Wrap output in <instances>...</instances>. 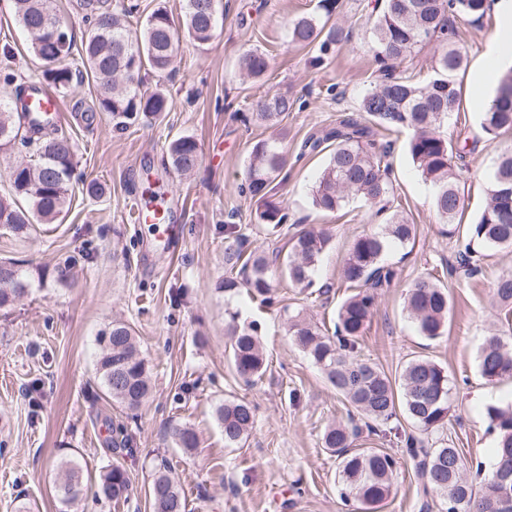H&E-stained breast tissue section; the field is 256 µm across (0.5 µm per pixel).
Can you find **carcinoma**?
I'll return each mask as SVG.
<instances>
[{"label": "carcinoma", "instance_id": "1", "mask_svg": "<svg viewBox=\"0 0 512 512\" xmlns=\"http://www.w3.org/2000/svg\"><path fill=\"white\" fill-rule=\"evenodd\" d=\"M19 22L31 38L30 51L43 64L42 78L57 90L73 81L92 79L97 96L89 112H109L131 125L140 117L170 111L164 85L143 90L142 71L151 69L164 75L173 69L178 54L179 32L166 6L159 3L139 27L132 29L128 18L137 5L122 2L111 6L103 0H82L92 26L82 41L80 66L71 68L65 58L72 54L73 36L53 12L51 0H12ZM489 0H381L371 27L377 45L375 59L379 80L361 98L362 116L323 129L309 137L313 151L327 152V162L312 188V204L323 212H335L348 199L359 197L381 204L385 213L378 232L355 237L347 252L340 285L355 289L337 311L332 334L297 315L289 318V332L295 344L320 369L327 382L358 413L369 433L403 416L417 430L400 437L403 455L415 462L424 494L438 497L439 512H512V402L486 408L488 431L495 435L496 448L491 465L467 460L453 445L425 447V440L447 429L454 401L448 373L427 358H413L393 379L378 364L362 357L360 338L376 307L378 290L396 276L384 261L390 244L405 245L415 238V227L403 213L382 205L393 194L392 167L388 161L391 144L379 148L380 131L407 129L411 135L407 150L417 174L434 188V206L440 219L450 226L448 233H462L467 239L459 252L458 265L468 273L479 268L480 257L493 249L512 248V152H504L490 175L485 207L474 224L454 223L463 209L460 190L463 167L457 165L453 140L444 131L452 114L460 110L461 94L457 74L466 65V54L456 39L455 19L470 22L483 19ZM336 0H319L315 16L296 19L290 29L291 42L317 46L311 60L321 66L345 38L344 29L331 21ZM218 24L217 0H185L182 29L202 46L214 37ZM430 43L447 47L435 62L434 76L416 82L398 65L416 49ZM240 68L253 78L270 68L268 56L247 52ZM10 51L0 57V81L14 82ZM295 101L280 93H267L256 104L252 118L278 125L293 111ZM482 128L491 138L512 131V69L498 82L493 98L481 110ZM288 133L275 140H258L250 150L247 189L254 200V222L273 234L287 223L284 202L274 193L288 154ZM32 151V160L10 170V190L0 196V228L15 239L27 237L34 223H51L64 211L71 198L77 146L71 137L58 133L53 123L31 112L23 98L13 101L0 96V149L15 144ZM166 160L178 174L192 172L201 161L198 140L179 135L168 143ZM224 288H244L260 304L273 303L275 277L282 274L310 294L329 296L331 286H316L313 274L331 236L323 229L301 231L289 240L286 257L276 250L250 251L247 238L227 225ZM9 269L13 279H0V307L18 301L27 291L19 265L0 261V271ZM495 301L505 312L512 311V272L499 276ZM405 309L416 331L427 340L445 334L451 299L441 277L430 274L408 291ZM231 315L227 335L231 364L246 383L261 378L266 370L263 346L255 324L239 325ZM101 348L97 364L104 395L128 410H137L152 392L151 372L141 357L132 327L122 320L97 338ZM479 370L490 382L512 378V348L498 335L489 336L482 347ZM224 427V442L234 445L254 427L253 407L242 400L226 401L217 409ZM361 425V426H363ZM354 418L329 425L323 432V447L339 461L338 483L344 506L355 502L358 512H379L396 494L398 459L382 449H353L361 431ZM187 452L199 445L194 428L176 432ZM64 482L59 487L62 500L69 503L85 493L79 467L62 463ZM130 479L126 470L112 465L103 470L93 495L118 503L129 498ZM153 512H187V503L169 468L161 464L150 489Z\"/></svg>", "mask_w": 512, "mask_h": 512}]
</instances>
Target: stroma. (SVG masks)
Returning a JSON list of instances; mask_svg holds the SVG:
<instances>
[{
    "label": "stroma",
    "mask_w": 512,
    "mask_h": 512,
    "mask_svg": "<svg viewBox=\"0 0 512 512\" xmlns=\"http://www.w3.org/2000/svg\"><path fill=\"white\" fill-rule=\"evenodd\" d=\"M368 2L338 0L334 20L349 37L316 67L315 49L292 44L289 28L316 13L318 0H222L223 15L208 45L180 39L174 70L163 81L169 111L126 128L107 114L87 121L95 82L61 92L65 117L58 129L78 145L81 182L58 219L35 225L26 241L0 234V258L19 262L28 281L19 301L0 308V512H152L148 487L162 462L176 477L188 512H342L338 462L321 436L330 423L346 420L350 407L294 344L287 317L302 312L316 323L331 322L349 294L338 285L346 249L354 236L376 228L371 205L361 199L334 213L316 210L311 188L326 155L298 154L307 135L358 117L361 97L377 79ZM495 27L491 13L459 26L467 66L458 77L462 106L448 133L477 145L461 182L466 224L486 204L497 152L512 149V133L493 140L484 134L474 106L471 77ZM28 43L12 0H0V48L11 49L21 85L41 74ZM256 49L268 55L271 67L252 79L239 59ZM268 92L295 102L282 121L289 155L276 193L294 230L322 227L332 236L316 270L317 282L333 287L328 302L281 277L275 294L288 307L284 313L260 307L245 290L224 288L225 224H236L253 249L269 252L288 241L255 224V203L245 191L251 147L272 131L241 116ZM179 134L195 136L201 146V162L188 177L162 165L169 140ZM408 136L405 130L391 134L390 161L394 201L415 224L416 237L386 252L398 277L377 299L362 355L393 376L415 357L445 368L455 413L444 436L466 457L486 461L495 446L486 408L512 400V379L486 381L479 355L490 334L512 343V320L493 301L496 280L512 271V250L488 252L475 277L446 278L453 298L447 335L429 341L417 334L404 309L405 294L433 268L455 265L459 242L442 232L434 190L405 149ZM92 181L105 189L100 198L82 190ZM144 191L166 195L175 223L185 227L168 250L155 249L152 229L132 222V198ZM69 257L75 276L58 280L55 269ZM233 312L240 322L262 325L267 368L251 384L231 367L226 326ZM116 319L132 326L152 372V397L134 419L104 396L96 374V338ZM234 399L254 406L255 427L229 447L216 410ZM178 425L197 431L200 444L193 452L178 447ZM118 426L131 434V451L112 447ZM66 460L89 477L109 465L123 467L132 485L128 501L98 503L86 494L64 503L56 486ZM396 488L383 512H439L437 497L423 494L411 461L401 460Z\"/></svg>",
    "instance_id": "35a3bbf8"
}]
</instances>
